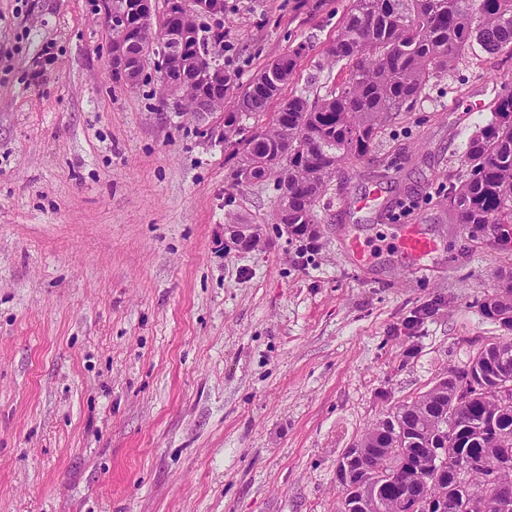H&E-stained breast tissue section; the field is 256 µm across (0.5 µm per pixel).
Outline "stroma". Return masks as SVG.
Here are the masks:
<instances>
[{
	"label": "stroma",
	"mask_w": 512,
	"mask_h": 512,
	"mask_svg": "<svg viewBox=\"0 0 512 512\" xmlns=\"http://www.w3.org/2000/svg\"><path fill=\"white\" fill-rule=\"evenodd\" d=\"M226 4L218 61L240 84L303 43L282 98L335 86L351 0ZM109 45L102 0H0V512H337L367 428L512 339L480 308L512 248L447 199L512 55L467 58L393 115L308 240L275 223L274 180L235 185L232 146L203 132L223 113L165 104L153 55L115 82ZM229 215L261 245L226 247ZM411 224L436 252H402Z\"/></svg>",
	"instance_id": "35a3bbf8"
}]
</instances>
